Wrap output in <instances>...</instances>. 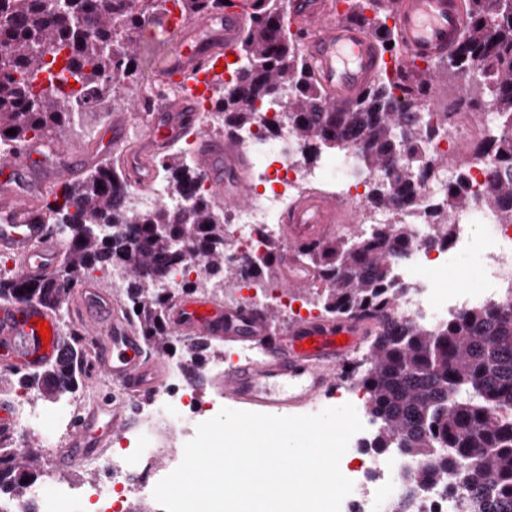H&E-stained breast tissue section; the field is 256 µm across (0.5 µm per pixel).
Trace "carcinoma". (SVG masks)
<instances>
[{"instance_id":"cac0c4a2","label":"carcinoma","mask_w":512,"mask_h":512,"mask_svg":"<svg viewBox=\"0 0 512 512\" xmlns=\"http://www.w3.org/2000/svg\"><path fill=\"white\" fill-rule=\"evenodd\" d=\"M168 0H0V143L13 154L25 144L70 123L78 102L65 74L74 77L86 99L100 110L126 92L124 79L135 67L133 34L145 14ZM237 0H175L180 15L221 14ZM381 0H350L351 17L395 58L356 101L334 104L313 81L309 64L285 23L286 0H254L244 16L237 57L245 63L237 81L220 87L215 110L227 126L254 122L257 99L278 106L286 125L313 164L324 149L355 148L369 173H378L368 206L390 214L387 224L365 233L356 229L314 247L302 245L296 259L327 286L318 294L324 312L374 321L367 367L358 378L378 427L369 447L398 448L417 461L404 475L408 493L397 512H411L418 492L448 483L466 493L465 512H512V305L471 309L437 328L397 320L392 307L394 265L405 258L412 225L405 218L422 209L415 184L448 164L429 155L426 144L440 130L423 115L440 72L464 80L465 94L452 110L474 118L496 115L485 135L470 145L490 154L482 205L512 223V0H465L468 22L448 57L420 68L402 61ZM372 11L373 16L365 15ZM63 63L60 69L55 64ZM406 100L409 106L401 105ZM9 129L16 134L8 135ZM167 200L135 211L126 202V180L118 161L107 160L85 179L65 183L43 210L51 229L62 227L67 244L59 276L29 280L21 273L0 275V300H36L54 312L67 309L73 288L94 271L121 267L122 291L146 346L173 351L167 325L170 270L191 252L203 259L198 277L182 291L235 279L240 271L224 264V209L211 195H191L202 174L180 149L162 162ZM473 203L465 170L445 183L425 209L431 246L450 242L455 215ZM112 226V234L99 228ZM141 311H136V307ZM215 354L199 339L185 362L194 371ZM84 347L67 343L61 359L19 382L40 397L61 399L79 388ZM471 460L469 469L448 465ZM40 476L35 448L0 442V493Z\"/></svg>"}]
</instances>
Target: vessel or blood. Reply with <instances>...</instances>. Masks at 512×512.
Masks as SVG:
<instances>
[{
	"instance_id": "1",
	"label": "vessel or blood",
	"mask_w": 512,
	"mask_h": 512,
	"mask_svg": "<svg viewBox=\"0 0 512 512\" xmlns=\"http://www.w3.org/2000/svg\"><path fill=\"white\" fill-rule=\"evenodd\" d=\"M392 27L405 58L447 56L459 43L467 16L464 0H390ZM244 15L243 7L223 17H202L176 25L179 53L170 68L173 78L211 66L218 53L234 50ZM291 16L305 29L302 47L313 78L329 100L355 101L379 71L377 41L362 26L336 18L327 0H292ZM164 120L150 127L152 138L163 140L174 131L194 126L196 115L187 105L164 102ZM198 158L216 194L225 203L249 198L241 151L231 138L198 136ZM57 159L44 167L46 155ZM90 152L66 146L49 137L26 144L18 155L0 160V250L20 256L25 277L40 279L59 268L63 250L40 220L24 188L60 176L75 175ZM336 222V207L319 195L302 198L294 207L285 237L299 246L326 236ZM76 316L92 347L85 372L89 383L108 380L118 387L113 397L85 405L57 459L66 469L99 456L112 439L128 430L134 417L132 398L160 387L166 376L161 355L147 354L137 329L122 317L111 299L94 285H84L75 306ZM176 333L228 342L255 343L264 353L260 360L233 364L215 380L236 404L281 415L307 405L333 390L338 370L366 342L369 325L364 319L298 321L278 330L274 317L263 310L228 308L198 289L176 296L167 309ZM50 326L49 342H42L39 323ZM54 314L43 304L0 302V353L32 372L62 357L65 341Z\"/></svg>"
}]
</instances>
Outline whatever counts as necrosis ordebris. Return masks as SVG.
Returning a JSON list of instances; mask_svg holds the SVG:
<instances>
[{"label": "necrosis or debris", "mask_w": 512, "mask_h": 512, "mask_svg": "<svg viewBox=\"0 0 512 512\" xmlns=\"http://www.w3.org/2000/svg\"><path fill=\"white\" fill-rule=\"evenodd\" d=\"M255 112L256 120L249 128L229 131L232 138L246 145L255 179L251 185L253 204L224 212L228 239L225 264L252 265L262 260L269 244L282 238L292 206L311 180L334 193L338 205L356 206L362 228L388 222L387 213L365 203L372 177L360 168L356 150L328 154L315 165H308L292 132L276 125L274 107L259 103ZM443 114L448 117V125L428 143L427 150L432 155L452 158L462 145L478 137L481 127L468 112L446 114L438 106L430 107L427 119L434 124ZM492 161L488 154H474L467 160L475 202L457 216L451 245L425 247L422 240L429 228L420 217H413L415 236L407 247L406 258L396 266L395 280L403 287L394 309L396 317L434 327L471 308L512 302V224L499 223L479 201ZM476 231L485 242L480 257L481 287L446 290L425 277V270L446 268L465 250ZM256 286L252 275L243 273L238 281L225 285V306L258 309L275 305L294 319L321 314L311 299L284 289L259 295ZM223 406V396L217 394L203 400L179 382L139 396L141 427L137 433L124 437L101 463L103 483L72 489L53 480L48 484L50 496L26 490L8 497L9 508L11 512H129L131 496L156 486L155 462L159 454L167 452L170 432L176 429L185 439H192L198 425L217 415ZM369 438L365 430L354 435L341 459L340 469L353 481L354 489L343 499L340 512H394L396 479L413 465L407 456L367 448Z\"/></svg>", "instance_id": "obj_1"}]
</instances>
